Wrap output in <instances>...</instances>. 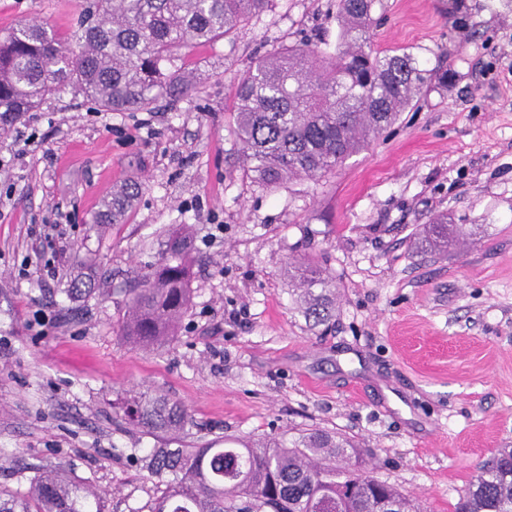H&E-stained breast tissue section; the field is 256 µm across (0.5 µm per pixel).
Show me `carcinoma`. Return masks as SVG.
<instances>
[{"instance_id":"cac0c4a2","label":"carcinoma","mask_w":512,"mask_h":512,"mask_svg":"<svg viewBox=\"0 0 512 512\" xmlns=\"http://www.w3.org/2000/svg\"><path fill=\"white\" fill-rule=\"evenodd\" d=\"M270 0H84L72 48L41 24L0 35V128L70 86L105 111H149L161 99L191 97L199 78L176 64L190 43L231 35ZM381 0H339L336 51L307 44L277 48L239 78L234 123L243 165L255 183L274 188L293 176L321 178L363 150L432 82L441 68L421 69L408 52L372 48L373 13ZM142 190L139 182L112 194L105 224L122 222ZM188 236L170 257L129 289L118 334L135 348L173 335L191 301ZM306 317L329 320L333 277L312 269L299 277ZM119 409L128 424L157 439L192 434L178 402L136 393ZM199 448H152L147 469L168 477L148 512H419L393 485L364 467L362 450L322 430L290 443L224 438ZM0 512H104L103 497L71 478L66 467L42 471L28 495L0 485ZM456 512H512V448H500L478 470Z\"/></svg>"}]
</instances>
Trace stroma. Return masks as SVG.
<instances>
[{"instance_id": "35a3bbf8", "label": "stroma", "mask_w": 512, "mask_h": 512, "mask_svg": "<svg viewBox=\"0 0 512 512\" xmlns=\"http://www.w3.org/2000/svg\"><path fill=\"white\" fill-rule=\"evenodd\" d=\"M81 3L0 0V32L45 23L71 42ZM337 5L270 0L182 49L201 81L176 104L104 112L65 89L0 130V484L22 496L64 464L108 512H139L162 491L144 461L159 441L114 404L147 390L187 408L197 446L346 436L422 512H454L512 448V0H382L374 48L453 81L334 173L259 187L234 131L236 79L275 48L334 52ZM131 180L143 189L123 222L99 223ZM439 216L444 248L428 229ZM44 224L66 232L41 239ZM185 231L190 308L176 336L130 348L127 290ZM310 259L335 283L323 324L288 278ZM28 260L54 271L24 276Z\"/></svg>"}]
</instances>
